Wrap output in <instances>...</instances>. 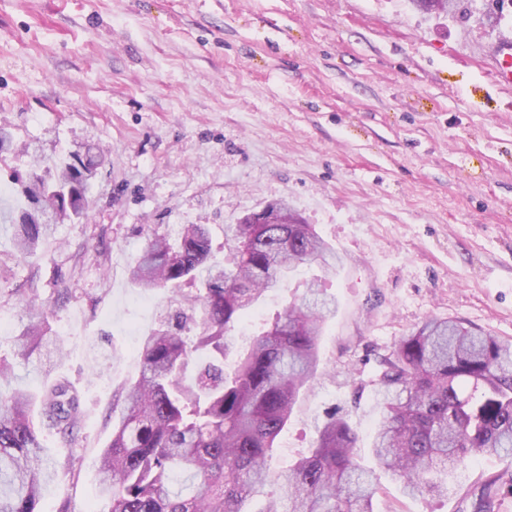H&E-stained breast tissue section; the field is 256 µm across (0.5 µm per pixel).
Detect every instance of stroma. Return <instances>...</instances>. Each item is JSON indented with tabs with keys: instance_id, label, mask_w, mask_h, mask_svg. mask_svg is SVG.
<instances>
[{
	"instance_id": "35a3bbf8",
	"label": "stroma",
	"mask_w": 512,
	"mask_h": 512,
	"mask_svg": "<svg viewBox=\"0 0 512 512\" xmlns=\"http://www.w3.org/2000/svg\"><path fill=\"white\" fill-rule=\"evenodd\" d=\"M512 31V7L429 17L409 0H0V126L18 147L0 164V206L20 205L12 171L82 144L105 162L84 223L56 225L36 254L0 229V315L29 322L46 304L65 346L57 375L83 394L72 441L42 430L46 454L75 472L42 491V512H105L99 456L112 395L140 370L145 336L169 293L127 268L145 233L203 224L223 260L224 229L286 200L341 257L329 276L305 265L235 331L238 349L268 328L308 280L323 277L336 313L324 372L305 391L270 459L306 455L325 411L342 408L361 463L381 421L380 358L433 317L512 340V86L485 57ZM15 388L41 392L37 358L0 335ZM498 478L494 512H512V457L459 466L440 496H407L379 478L375 512H473Z\"/></svg>"
}]
</instances>
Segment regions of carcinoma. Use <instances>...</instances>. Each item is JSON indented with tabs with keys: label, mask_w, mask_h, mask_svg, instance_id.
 <instances>
[{
	"label": "carcinoma",
	"mask_w": 512,
	"mask_h": 512,
	"mask_svg": "<svg viewBox=\"0 0 512 512\" xmlns=\"http://www.w3.org/2000/svg\"><path fill=\"white\" fill-rule=\"evenodd\" d=\"M425 14H448L457 0H411ZM100 165L95 148L71 151L54 163L53 194L34 171L20 190L25 205L0 216L13 229L21 255L33 253L52 225L27 219L72 187L74 219L88 208L82 170ZM229 254L217 264L201 224H184L176 238L152 233L133 260L130 281L168 289L174 308L139 345L138 376L116 394L121 406L112 439L100 454L98 496L108 512H252L253 497L277 491L257 512H374L375 471L355 457L357 437L348 418L327 413L309 454L276 474L268 459L299 395L315 378L319 341L336 304L320 281L288 303L271 328L255 337L232 374L224 357L232 331L250 308L302 264L334 270L341 258L312 225L230 224ZM30 324L15 336V354L43 357L44 373L57 368L47 355L60 339L49 335L51 310L29 303ZM378 385L382 420L373 455L378 467L404 482L411 495L442 494L441 475L465 460L512 455V342L432 318L404 337L382 362ZM64 436L78 427L82 395L57 377L38 395L16 390L0 399V512H41V492L75 467H54L32 419ZM496 481L483 484L474 512H493Z\"/></svg>",
	"instance_id": "cac0c4a2"
}]
</instances>
